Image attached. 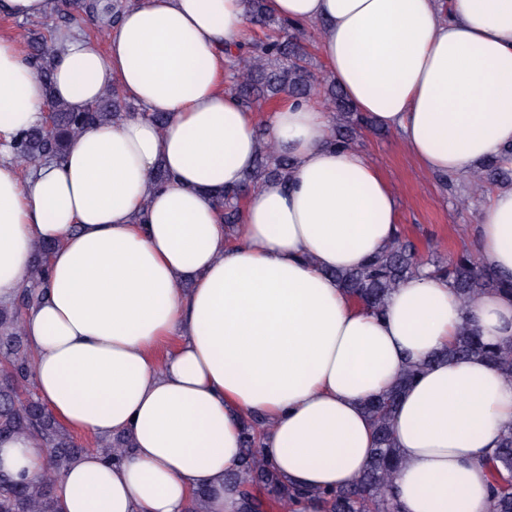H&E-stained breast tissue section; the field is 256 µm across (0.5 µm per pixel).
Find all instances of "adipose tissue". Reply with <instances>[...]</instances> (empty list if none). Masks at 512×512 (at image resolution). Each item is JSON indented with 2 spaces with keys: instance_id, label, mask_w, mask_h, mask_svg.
I'll list each match as a JSON object with an SVG mask.
<instances>
[{
  "instance_id": "adipose-tissue-1",
  "label": "adipose tissue",
  "mask_w": 512,
  "mask_h": 512,
  "mask_svg": "<svg viewBox=\"0 0 512 512\" xmlns=\"http://www.w3.org/2000/svg\"><path fill=\"white\" fill-rule=\"evenodd\" d=\"M245 0H137L107 48L66 38L53 94L73 106L112 85L143 111L82 132L64 156L21 175L17 134L46 104L33 68L0 31V303L26 283L39 243L56 245L43 303L24 336L42 401L70 431L131 437L121 461L91 449L57 482L61 512H237L226 477L244 420L282 481L326 490L367 464L364 405L409 362L462 327L512 340V297L463 305L422 273L384 317L355 305L333 273L393 241L399 202L359 148L331 142L329 113L288 99L244 108L224 81L228 46L249 40ZM316 26L329 78L373 123L400 135L428 173L463 177L512 143V0H267ZM167 117L165 125L153 113ZM265 124L294 168L259 183L225 230L215 195L255 164ZM164 167L171 180L158 185ZM480 262L512 276V189L484 202ZM512 423V383L480 358L431 363L393 420L401 512H487L484 457ZM0 466L49 473L46 448L0 440Z\"/></svg>"
}]
</instances>
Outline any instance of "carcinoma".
Returning <instances> with one entry per match:
<instances>
[{
	"label": "carcinoma",
	"instance_id": "obj_1",
	"mask_svg": "<svg viewBox=\"0 0 512 512\" xmlns=\"http://www.w3.org/2000/svg\"><path fill=\"white\" fill-rule=\"evenodd\" d=\"M251 24L266 27L277 24L276 31L260 40H250L237 52H227L226 83L247 109H261V103L282 95L308 98L312 91L323 94L332 112L333 141L350 146L360 132L371 126L368 116L356 111L341 89L327 79H318L308 69L303 41L308 29H301L272 17L265 0H248ZM57 26L45 25V33L28 43L27 59L50 105L52 128L38 124L21 132L12 152L18 161L35 168L50 157L60 158L72 138L87 128L114 123L127 114V99L113 86L99 101L80 108L56 100L51 95L52 50ZM259 153L253 171L233 188L218 197L224 224L240 223L241 209L249 194L266 179L288 180L292 161L280 155L269 141L266 127L257 129ZM512 143L502 147L500 156L487 160L474 171L480 186L512 185ZM54 244H39L30 263L28 285L22 287L8 305L0 304V437L30 434L39 437L52 460V472L29 481L16 480L0 470V512H60L56 481L80 454L74 437L49 412L31 391L33 354L22 333L25 314L44 299L49 255ZM429 264L419 255L417 244L403 232L383 253L355 270L333 273L350 297L373 315L383 314L391 293ZM432 273L448 282L459 299L467 304L489 291L512 294V281L481 265L469 251H461L446 262L430 264ZM481 357L503 378L512 383V342L487 343L474 329L465 327L454 341L430 359L408 366L395 385L381 396L368 401L365 411L375 433V446L362 473L350 484L327 492L289 486L280 480L274 468L260 454L263 424L250 419L242 427V455L227 481L239 497V512H295L303 499L316 498L321 512H400L392 494L393 480L402 460L393 433V418L399 401L414 379L432 363L453 358ZM112 460L128 454L129 437L116 434L98 443ZM489 512H512V425L507 426L497 448L486 459Z\"/></svg>",
	"mask_w": 512,
	"mask_h": 512
}]
</instances>
